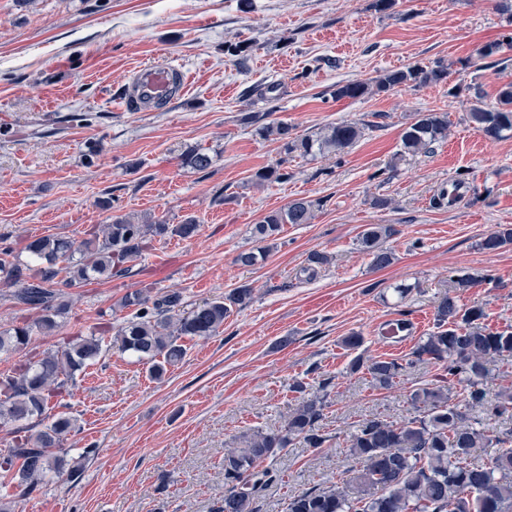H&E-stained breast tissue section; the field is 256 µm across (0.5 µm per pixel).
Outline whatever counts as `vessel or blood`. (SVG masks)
Returning <instances> with one entry per match:
<instances>
[{
  "label": "vessel or blood",
  "mask_w": 512,
  "mask_h": 512,
  "mask_svg": "<svg viewBox=\"0 0 512 512\" xmlns=\"http://www.w3.org/2000/svg\"><path fill=\"white\" fill-rule=\"evenodd\" d=\"M187 88L188 78L175 64L146 63L131 73L118 104L131 112L148 111L171 103Z\"/></svg>",
  "instance_id": "vessel-or-blood-1"
}]
</instances>
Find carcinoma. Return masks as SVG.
<instances>
[{
  "instance_id": "1",
  "label": "carcinoma",
  "mask_w": 512,
  "mask_h": 512,
  "mask_svg": "<svg viewBox=\"0 0 512 512\" xmlns=\"http://www.w3.org/2000/svg\"><path fill=\"white\" fill-rule=\"evenodd\" d=\"M448 77V67L419 64L386 70L374 79L336 86L338 99H358L395 91L400 87L438 83ZM468 119L474 128L492 140L512 135V83L498 90L495 102L488 104L476 96ZM367 125L339 122L305 135L292 133L283 121H272L256 128L265 140L281 143L285 154L299 157L339 154L353 147L365 135ZM448 137V113L419 112L403 131V152L416 154L429 150ZM183 166L203 172L212 165L209 154L196 149L186 151ZM282 163L263 167L253 175L263 186L288 179ZM314 203L295 199L280 210L272 211L254 225L253 236L259 246L238 255L237 261L254 266L265 260L285 224H308ZM196 231L192 220L170 225L154 217L121 216L103 225L102 235L77 244L60 236H44L30 241L26 250L35 262L31 273L13 262L0 259V277L17 286L14 299L41 312L35 327L44 333L58 328L69 303L62 293L51 289L60 273H66L64 285L80 287L93 278L128 273L142 257L148 239L170 233L190 237ZM395 234L389 224H369L361 232L359 243L372 258V264L384 268L392 262V252L384 246ZM512 242V228L502 227L486 236L480 249L493 253ZM65 262L67 266L58 267ZM330 257L314 252L300 274L315 278L318 269L329 264ZM248 287L233 289L222 298L204 301L181 315L183 295L168 290L153 299L141 291L128 295L125 303L139 309L129 319L113 327L111 348L133 353L152 362V374L161 377L166 366L179 363L185 349L184 337L207 338L224 326L233 308L251 299ZM485 311L474 305L463 308L455 297L441 298L435 312V331L423 337L411 352L418 361L442 367L448 376L463 385L464 400L481 415L471 416L459 408L445 385L423 386L410 394L415 416L400 423L380 417L363 420L350 437V452L355 467L340 484L313 487L288 500L287 512H512V431L489 435L485 418L512 412V393L505 391L489 400L485 382L492 368L512 360V329L492 331L484 325ZM31 328L17 327L0 331V354L21 349L29 341ZM364 338L351 333L342 346L357 352L351 369L365 368L374 385L387 388L401 376L405 366L396 359H372L364 362L358 350ZM103 351L98 336L80 337L66 346L46 352L41 359L14 375L0 377V426H8L45 413L48 398L58 394L88 362ZM324 398H302L292 407L283 427L274 432L255 429L244 435L241 447L224 453V507L222 512H256V500L273 479L274 472L258 465L284 450L296 439L310 448H321L329 437L320 433ZM72 419L57 415L52 424L35 434L17 439L7 454L0 457V469L10 474L11 485L29 492L46 473H63L65 460L53 452L62 448L73 430ZM477 448H492L485 457Z\"/></svg>"
}]
</instances>
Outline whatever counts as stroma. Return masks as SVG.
Returning <instances> with one entry per match:
<instances>
[{
    "label": "stroma",
    "mask_w": 512,
    "mask_h": 512,
    "mask_svg": "<svg viewBox=\"0 0 512 512\" xmlns=\"http://www.w3.org/2000/svg\"><path fill=\"white\" fill-rule=\"evenodd\" d=\"M498 2L396 0L381 11L375 0H0V253L24 265L25 240L80 242L121 215L197 223L192 237L153 238L130 274L65 289L60 327L0 354V375L131 317L124 300L138 289L179 290L188 309L252 290L219 333L183 338L184 358L162 377L131 353L91 362L41 420L74 419L62 446L74 476L48 475L25 494L0 484L13 512H221L225 452L251 429L280 430L302 398L294 384L312 393L327 376L319 428L329 442L294 441L268 463L276 478L258 512H285L294 494L346 478L358 423L411 417L410 393L439 383V366L409 358L434 330L450 276L483 274L458 304L484 307L491 329L512 327V245L479 248L512 225V138L489 140L467 118L475 97L494 102L512 82V63L477 55L512 34ZM167 58L188 76L184 96L151 112L115 108L137 66ZM438 62L449 74L437 85L356 101L333 95L340 83ZM250 112L299 134L343 121L367 129L344 153L287 158L244 123ZM420 112L447 113L448 137L402 153V132ZM192 148L212 157L208 170L183 167ZM279 161L286 181L253 183ZM455 181L463 199L434 207L433 195ZM298 198L316 201L311 222L284 225L263 263H237L254 245L253 225ZM369 224L396 230L386 268L358 245ZM314 252L331 262L302 280ZM397 284L412 288L401 304ZM402 310L411 333L385 337ZM353 332L365 358L405 363L391 388L351 371L341 341Z\"/></svg>",
    "instance_id": "obj_1"
}]
</instances>
